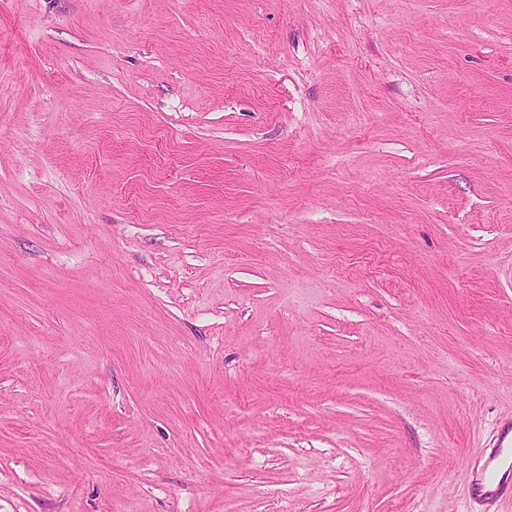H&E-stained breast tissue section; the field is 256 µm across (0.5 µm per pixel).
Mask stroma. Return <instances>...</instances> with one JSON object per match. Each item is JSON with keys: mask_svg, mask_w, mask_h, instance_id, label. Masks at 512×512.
I'll return each instance as SVG.
<instances>
[{"mask_svg": "<svg viewBox=\"0 0 512 512\" xmlns=\"http://www.w3.org/2000/svg\"><path fill=\"white\" fill-rule=\"evenodd\" d=\"M512 0H0V512H512Z\"/></svg>", "mask_w": 512, "mask_h": 512, "instance_id": "35a3bbf8", "label": "stroma"}]
</instances>
